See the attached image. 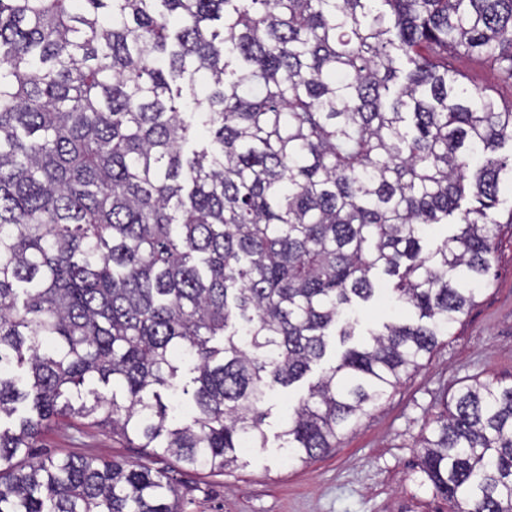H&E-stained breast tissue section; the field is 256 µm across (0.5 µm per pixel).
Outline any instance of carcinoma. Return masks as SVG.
<instances>
[{"label":"carcinoma","mask_w":512,"mask_h":512,"mask_svg":"<svg viewBox=\"0 0 512 512\" xmlns=\"http://www.w3.org/2000/svg\"><path fill=\"white\" fill-rule=\"evenodd\" d=\"M473 54L512 83V0H0V512H177L147 462L33 451L63 419L230 468L379 273L418 320L323 372L284 418L286 461L417 370L512 224L493 215L512 106L466 86L450 59ZM453 400L421 484L512 512V384Z\"/></svg>","instance_id":"obj_1"}]
</instances>
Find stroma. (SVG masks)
I'll use <instances>...</instances> for the list:
<instances>
[{
	"label": "stroma",
	"instance_id": "35a3bbf8",
	"mask_svg": "<svg viewBox=\"0 0 512 512\" xmlns=\"http://www.w3.org/2000/svg\"><path fill=\"white\" fill-rule=\"evenodd\" d=\"M456 65L468 87L512 101V85L500 80L489 63L465 57ZM376 286L374 298L357 309L352 343H362L368 329L382 322L415 318L412 310L391 300L385 277H378ZM342 351L339 338H331L322 363L300 382L271 394L266 447L240 453L225 472L189 470L168 458L150 460L168 472L180 512H448L447 504L420 483L417 441L442 401L463 385L476 379L512 382V230L502 229L496 239L488 281L475 305L440 338L421 368L404 377L334 448L304 465L283 463L278 433L284 415ZM44 443L46 454L56 457L91 453L123 463L146 459L143 449L127 447L100 428L77 432L60 424Z\"/></svg>",
	"mask_w": 512,
	"mask_h": 512
}]
</instances>
